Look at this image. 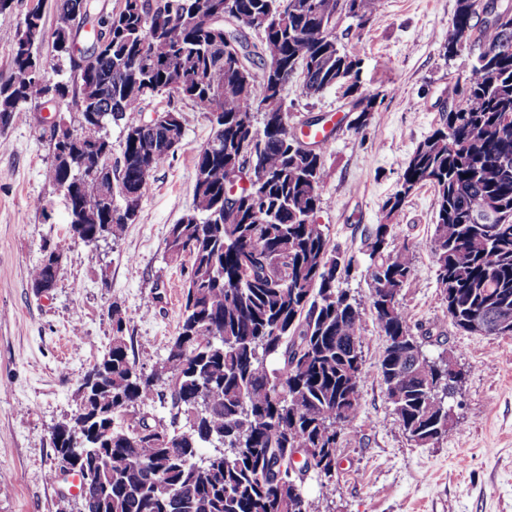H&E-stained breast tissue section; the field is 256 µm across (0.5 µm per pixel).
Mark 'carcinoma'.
Returning a JSON list of instances; mask_svg holds the SVG:
<instances>
[{"label": "carcinoma", "mask_w": 512, "mask_h": 512, "mask_svg": "<svg viewBox=\"0 0 512 512\" xmlns=\"http://www.w3.org/2000/svg\"><path fill=\"white\" fill-rule=\"evenodd\" d=\"M211 2L123 0L89 72L67 81L49 77L59 70L41 47L50 42L57 57L74 50L73 28L90 18L91 0H57V9L80 12L69 26L57 16L50 31L37 0L23 30L9 35L12 73L0 82V115L38 111L50 88L59 98L71 93L80 122L100 127L106 159L108 127L124 122L121 160L102 180L89 173L88 141L61 161L49 134L47 176L68 201L73 236L85 243L103 225L116 237L135 221L151 175L171 154L167 133L175 128L179 144L185 137L174 108L160 112L165 124L157 130L125 121L127 113L176 95L204 112L213 130L195 155L193 207L166 239L168 255L191 265L166 357L149 373L139 369L122 336V311L112 306L116 336L80 386L92 375L96 382L78 393L72 419L53 427L55 454L101 458L112 482L102 512H314L304 479L336 477L325 449L336 448V426L360 413L366 336L358 304L339 288L352 261L314 220L327 149L286 138L284 101L297 74L310 98L344 86L361 106L355 120L366 124L374 98L352 82L358 49L341 46L336 27L343 15L373 22L381 0H344L334 13L325 0H221L218 13ZM480 10L487 18L478 27ZM471 42L480 52L472 78L455 89L463 107L416 148L371 233V308L387 338L378 374L396 420L421 446L450 433L448 387L429 382L425 367L445 370L451 360L395 347L400 336L415 340L398 299L412 278L415 246L389 219L417 189L429 184L436 194L430 248L453 324L478 332L496 312L512 313V12L457 0L446 53ZM274 59L280 70L271 75ZM247 156L267 175L264 188L230 199ZM269 356L279 369L269 371ZM154 399L169 405V425L137 414ZM182 418L187 430L178 431ZM205 446L214 452L202 455ZM298 448L314 450L303 466L293 460Z\"/></svg>", "instance_id": "cac0c4a2"}]
</instances>
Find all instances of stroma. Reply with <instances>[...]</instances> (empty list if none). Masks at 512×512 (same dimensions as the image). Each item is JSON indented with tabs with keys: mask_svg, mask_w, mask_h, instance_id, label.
<instances>
[{
	"mask_svg": "<svg viewBox=\"0 0 512 512\" xmlns=\"http://www.w3.org/2000/svg\"><path fill=\"white\" fill-rule=\"evenodd\" d=\"M455 9L456 0H382L370 24L341 18L340 43L359 50V90L376 98L361 128L349 123L344 88L309 98L301 79L288 86L290 130L322 116L333 131L315 221L352 259L341 286L359 303L366 336L361 411L339 431L336 476L312 474L302 486L319 512H512V337L468 333L449 318L430 249L437 205L429 185L394 218L415 246L399 299L422 352L451 355L464 373L448 399V437L410 441L378 376L387 338L370 305L369 234L417 146L457 107L451 87L472 76L477 45L445 53ZM170 106L182 115L183 143L150 178L135 223L93 244L74 239L66 201L46 177L44 123L77 122L75 101L46 100L0 125V512H82L77 489L51 476L52 430L75 411L85 371L112 342V307L121 308L129 353L144 368L177 332L189 263L169 257L166 238L193 205L194 158L211 125L178 97L147 100L129 118L147 121ZM54 249L62 270L48 293H37L30 272Z\"/></svg>",
	"mask_w": 512,
	"mask_h": 512,
	"instance_id": "35a3bbf8",
	"label": "stroma"
}]
</instances>
